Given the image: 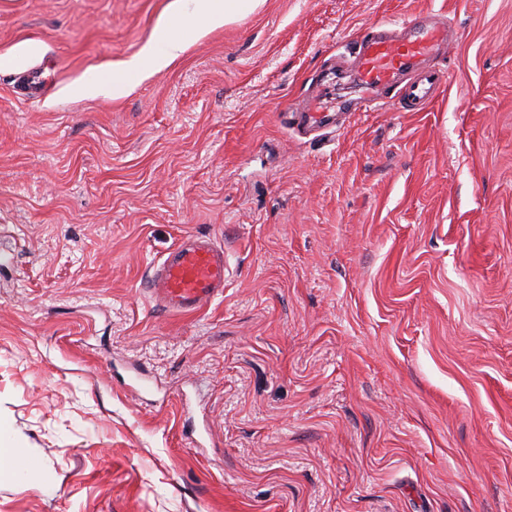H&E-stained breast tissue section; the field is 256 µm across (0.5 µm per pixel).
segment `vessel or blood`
I'll list each match as a JSON object with an SVG mask.
<instances>
[{
  "label": "vessel or blood",
  "mask_w": 512,
  "mask_h": 512,
  "mask_svg": "<svg viewBox=\"0 0 512 512\" xmlns=\"http://www.w3.org/2000/svg\"><path fill=\"white\" fill-rule=\"evenodd\" d=\"M448 45V26L432 15H419L399 27L385 22L368 26L356 42L354 65L366 89L389 84L399 73L415 70L403 99L410 112L421 110L446 83L445 71L422 67V60ZM329 88H321L300 112H289L295 129L325 126L330 118ZM227 263L223 248L203 236H189L151 267L148 292L163 311L191 315L224 295Z\"/></svg>",
  "instance_id": "vessel-or-blood-1"
}]
</instances>
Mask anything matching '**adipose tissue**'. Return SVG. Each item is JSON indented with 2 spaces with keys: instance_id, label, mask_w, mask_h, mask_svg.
Listing matches in <instances>:
<instances>
[{
  "instance_id": "ef3b65f1",
  "label": "adipose tissue",
  "mask_w": 512,
  "mask_h": 512,
  "mask_svg": "<svg viewBox=\"0 0 512 512\" xmlns=\"http://www.w3.org/2000/svg\"><path fill=\"white\" fill-rule=\"evenodd\" d=\"M261 0H191V19L205 29H214L236 19L245 12L254 10ZM187 40L181 27L166 25L156 39L140 54L121 62L115 69L112 81L84 82L74 88L75 94L94 99L100 96H116L125 89L126 78L139 75L146 70L166 68L186 51Z\"/></svg>"
}]
</instances>
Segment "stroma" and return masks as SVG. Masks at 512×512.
I'll return each mask as SVG.
<instances>
[{"label":"stroma","instance_id":"obj_1","mask_svg":"<svg viewBox=\"0 0 512 512\" xmlns=\"http://www.w3.org/2000/svg\"><path fill=\"white\" fill-rule=\"evenodd\" d=\"M171 3L0 0V421L38 463L0 512H512V0H262L72 95ZM423 10L447 86L365 105L358 33ZM324 81L345 120L290 129ZM187 235L229 274L173 315ZM187 40L182 27L166 25L140 54L121 62L113 71L112 83L107 81L84 82L74 87V93L84 98L95 99L100 96L114 98L125 90V76L133 77L147 69L161 70L186 51ZM224 249L203 236H189L152 265L148 292L163 311L191 315L224 296Z\"/></svg>","mask_w":512,"mask_h":512}]
</instances>
